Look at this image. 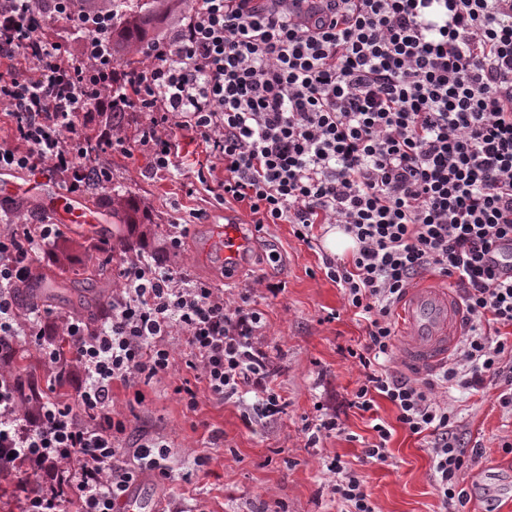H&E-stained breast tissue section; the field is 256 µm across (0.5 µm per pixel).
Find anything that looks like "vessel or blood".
<instances>
[{
    "instance_id": "1",
    "label": "vessel or blood",
    "mask_w": 512,
    "mask_h": 512,
    "mask_svg": "<svg viewBox=\"0 0 512 512\" xmlns=\"http://www.w3.org/2000/svg\"><path fill=\"white\" fill-rule=\"evenodd\" d=\"M453 287L413 285L397 308L398 347L406 366L424 373L447 362L468 327Z\"/></svg>"
}]
</instances>
